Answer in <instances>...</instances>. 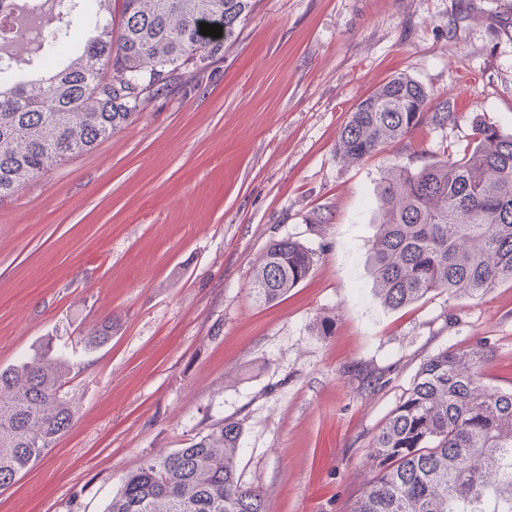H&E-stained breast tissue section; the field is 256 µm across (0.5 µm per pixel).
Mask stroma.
Instances as JSON below:
<instances>
[{
	"instance_id": "obj_1",
	"label": "stroma",
	"mask_w": 512,
	"mask_h": 512,
	"mask_svg": "<svg viewBox=\"0 0 512 512\" xmlns=\"http://www.w3.org/2000/svg\"><path fill=\"white\" fill-rule=\"evenodd\" d=\"M401 73L455 121L339 163L352 108ZM481 119L512 133V0H256L207 72L1 201L0 367L53 338L76 413L0 512H103L145 458L225 418L265 512H351L424 361L483 340L482 384L512 390L511 283L392 310L366 264L384 166L463 149ZM285 236L318 260L260 304L255 264Z\"/></svg>"
}]
</instances>
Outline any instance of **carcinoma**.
<instances>
[{
	"instance_id": "obj_1",
	"label": "carcinoma",
	"mask_w": 512,
	"mask_h": 512,
	"mask_svg": "<svg viewBox=\"0 0 512 512\" xmlns=\"http://www.w3.org/2000/svg\"><path fill=\"white\" fill-rule=\"evenodd\" d=\"M253 0H57L68 34L46 44L4 86L0 76V200L34 177L92 151L185 73L207 71ZM218 24L207 37L200 24ZM456 119L417 80L396 76L362 99L341 129L336 159L353 164L429 122ZM369 263L389 309L431 292L484 295L512 283V133L476 122L471 148L413 170L386 167L375 198ZM316 253L293 238L269 243L252 281L273 304L305 280ZM108 322L84 337L91 351ZM484 349L427 359L372 442L376 475L351 512H512V391L480 382ZM71 364L52 339L0 367V488L36 465L72 423ZM240 423L224 420L167 456L127 473L104 512H264L242 481Z\"/></svg>"
}]
</instances>
